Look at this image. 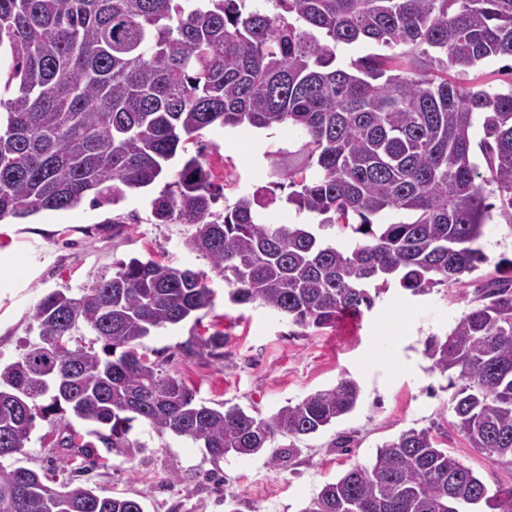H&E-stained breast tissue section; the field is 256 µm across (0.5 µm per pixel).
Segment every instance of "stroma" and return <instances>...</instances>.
<instances>
[{
  "instance_id": "35a3bbf8",
  "label": "stroma",
  "mask_w": 512,
  "mask_h": 512,
  "mask_svg": "<svg viewBox=\"0 0 512 512\" xmlns=\"http://www.w3.org/2000/svg\"><path fill=\"white\" fill-rule=\"evenodd\" d=\"M298 132L291 128L200 131L187 153L199 156L221 194L223 210L243 194L271 186L273 171L308 165ZM159 186L127 193L117 206L83 201L68 210L42 211L0 230V365L12 362L25 344L37 342L29 311L45 293L79 289L111 276L118 262L133 257L195 271H209L207 259L191 252L189 224L153 223L149 200ZM121 223H114V216ZM480 245L488 257L478 271L450 290L409 297L392 289L362 315L343 314L335 326L303 330L286 316L257 304L233 305L217 296L199 319L153 332L144 339L149 358L163 372L180 378L209 406L237 405L267 416L340 378L360 387L356 409L322 433L304 438L292 460L274 466L266 456L212 459L190 439L157 433L137 423L135 436L145 451L130 463L109 456L106 466L86 471L105 493L143 496L146 512H302L324 483L355 464L370 463L379 446L410 427L434 428L440 441L481 478L489 491L512 485V466L498 464L471 448L452 422L448 379L430 368L426 340L448 333L470 308L481 282L500 277L497 264L512 260V228L496 216L484 227ZM405 311L393 331L385 325L393 308ZM224 334V355L189 351L188 344L214 331ZM38 422L34 439L15 465L43 471L55 481L72 476L70 449L53 447ZM341 435L349 447L334 448ZM234 494L227 502L226 494Z\"/></svg>"
}]
</instances>
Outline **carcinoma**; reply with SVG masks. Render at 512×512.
Wrapping results in <instances>:
<instances>
[{"mask_svg":"<svg viewBox=\"0 0 512 512\" xmlns=\"http://www.w3.org/2000/svg\"><path fill=\"white\" fill-rule=\"evenodd\" d=\"M0 0V222L101 206L148 188L178 148L214 125L298 130L316 167L284 175L286 201L317 225L265 224L256 207L275 189L212 210L221 187L187 160L151 199L157 224H191L189 248L224 281L234 305L259 303L300 328L333 326L394 288L412 297L450 287L487 261L477 246L492 210L512 223V84L486 89L448 79L512 58V0ZM394 49L336 64V46ZM483 118L484 166L470 130ZM500 202H488L489 196ZM405 213L407 221L374 218ZM338 226L350 243L322 231ZM203 271L152 258L116 265L76 292L44 294L30 309L38 341L0 367V512H145L129 496L1 460L32 442L36 420L56 448L96 444L128 460L142 445L134 422L202 445L214 459L268 450L277 465L356 407L359 387H335L252 415L196 402L145 353L143 339L213 307ZM474 305L432 336L430 369L448 376L455 421L471 447L512 464V276L475 289ZM90 336L89 345L79 338ZM68 340L62 353L57 337ZM102 343V352L94 344ZM224 333L189 350L221 357ZM76 418L89 429L77 431ZM96 441H90V438ZM512 512V487L492 495L432 428H409L324 484L301 512Z\"/></svg>","mask_w":512,"mask_h":512,"instance_id":"obj_1","label":"carcinoma"}]
</instances>
